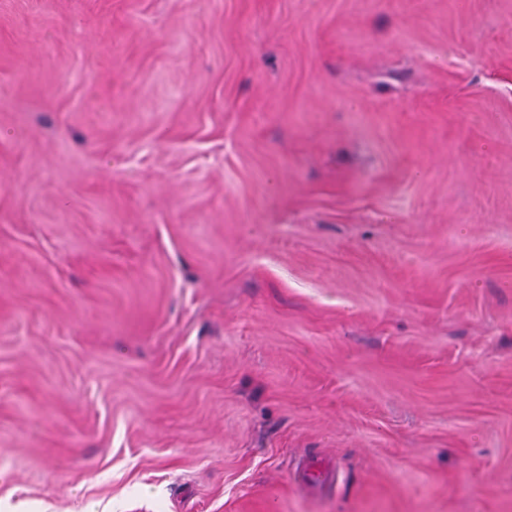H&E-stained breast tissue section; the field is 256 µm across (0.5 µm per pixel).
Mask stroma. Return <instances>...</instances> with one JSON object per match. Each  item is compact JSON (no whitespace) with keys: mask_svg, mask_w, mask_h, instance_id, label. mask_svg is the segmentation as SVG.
Masks as SVG:
<instances>
[{"mask_svg":"<svg viewBox=\"0 0 512 512\" xmlns=\"http://www.w3.org/2000/svg\"><path fill=\"white\" fill-rule=\"evenodd\" d=\"M22 506L512 512V0H0Z\"/></svg>","mask_w":512,"mask_h":512,"instance_id":"obj_1","label":"stroma"}]
</instances>
